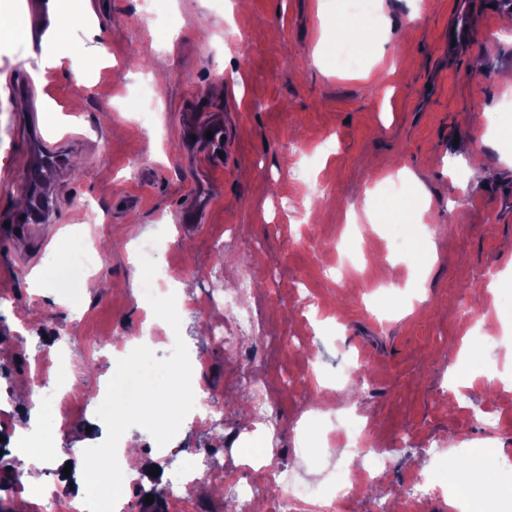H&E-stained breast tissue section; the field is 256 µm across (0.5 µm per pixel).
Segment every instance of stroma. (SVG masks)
<instances>
[{
	"label": "stroma",
	"mask_w": 512,
	"mask_h": 512,
	"mask_svg": "<svg viewBox=\"0 0 512 512\" xmlns=\"http://www.w3.org/2000/svg\"><path fill=\"white\" fill-rule=\"evenodd\" d=\"M481 5L468 46L448 56V27L462 2ZM31 0H0V17L19 35L0 34V225L12 221V198L24 196L31 167L29 133L38 124L49 142L66 141L67 163L46 191L57 223L0 242V512H42L29 503L14 472L37 467L42 480L86 484L82 451L107 429L83 402L92 389L62 403L51 388L31 393L37 357L50 374L92 373L111 388L138 375L163 384L180 357H190L191 384L222 396L224 432L179 421L155 449L144 423L128 428L157 476L126 478L128 512H143L146 495L177 484L186 461L222 476L208 491L164 512H224L234 466L254 454L262 433L245 442L247 398L240 360L257 358L272 381L280 429L270 456L295 473L302 490L344 489L343 512H369L359 493L353 451L311 444L298 452L302 425L329 424L341 407L364 413L371 440L386 457L376 496L404 503L413 484L444 474L459 449L492 441L512 459V356L498 345L512 337V140L490 134L493 112L512 125V35L502 0H367L366 18L341 0H247L226 12L225 0H163L158 25L140 22V0H92L108 25L109 56L84 71L89 25L79 0H67L63 41L34 42ZM335 24H328V14ZM352 44L361 64L330 68L326 56ZM62 64L44 78L29 66L42 53ZM239 72L233 81L214 76ZM28 80L31 92L16 86ZM222 116L234 152L222 170L187 158L179 115ZM415 177L407 194L383 193L392 174ZM487 172L485 182L469 169ZM211 173L216 199L203 224H179L176 210L193 178ZM321 183V217L305 223L304 202ZM93 204L105 265L91 272L58 267L84 222L71 210ZM426 225L444 226L426 237ZM160 243L141 258L139 246ZM256 276L248 301L261 325L254 338L218 343L225 282ZM186 285L176 330L152 324L144 285ZM209 301L206 312L194 302ZM78 321L83 343L58 328ZM143 334L137 364L96 350ZM362 358L369 384H345V357ZM470 371L468 386L448 376ZM333 384L322 399L319 382ZM487 404L498 427L472 421L468 401ZM34 422L48 457L22 459L20 427ZM69 459V473L58 462Z\"/></svg>",
	"instance_id": "35a3bbf8"
}]
</instances>
